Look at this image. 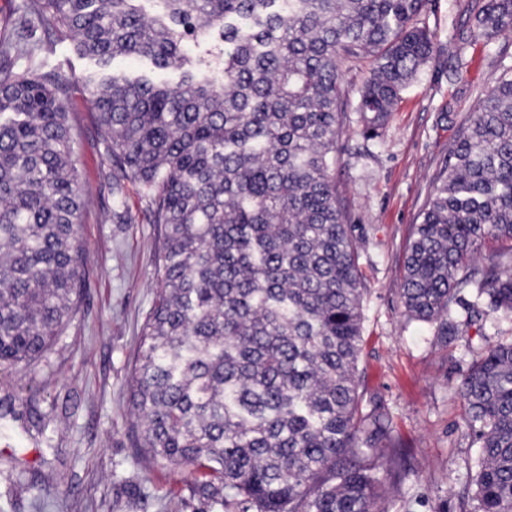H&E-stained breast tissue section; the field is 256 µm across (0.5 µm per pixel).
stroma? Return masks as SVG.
<instances>
[{"instance_id":"1","label":"stroma","mask_w":512,"mask_h":512,"mask_svg":"<svg viewBox=\"0 0 512 512\" xmlns=\"http://www.w3.org/2000/svg\"><path fill=\"white\" fill-rule=\"evenodd\" d=\"M482 0H429L421 23L433 35L432 58L391 112L380 136L364 139L351 116L336 161L347 221L365 240L359 368L367 408L378 409L400 455V483L389 512H459L478 443L456 386L480 352L512 339V318L490 314L482 327L440 342L431 325L409 318L400 288L413 224L444 168L459 125L512 67V33L460 43ZM35 65L71 80L74 156L92 200L80 236L87 287L52 349L19 367L0 366V399L17 421L0 425V512H196L190 469L152 467L131 434L130 374L140 332L155 298L161 228L135 185L124 200L133 224H116L112 165L82 76L93 68L72 41L44 36ZM463 71L456 80L455 71Z\"/></svg>"}]
</instances>
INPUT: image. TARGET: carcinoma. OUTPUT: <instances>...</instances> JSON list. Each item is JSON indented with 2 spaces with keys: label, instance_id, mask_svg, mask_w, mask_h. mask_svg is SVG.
Wrapping results in <instances>:
<instances>
[{
  "label": "carcinoma",
  "instance_id": "obj_1",
  "mask_svg": "<svg viewBox=\"0 0 512 512\" xmlns=\"http://www.w3.org/2000/svg\"><path fill=\"white\" fill-rule=\"evenodd\" d=\"M429 0H23L0 34V365L54 344L85 287L71 83L13 69L70 38L112 162L163 225L130 381L135 446L235 512H387L396 451L363 413L360 246L336 189L349 112L380 135L430 59ZM512 32V0L469 28ZM367 65L357 90L345 73ZM490 241L508 253L479 262ZM470 289L465 296L464 289ZM401 299L446 338L512 317V76L479 97L407 243ZM479 443L460 512H512V340L456 388Z\"/></svg>",
  "mask_w": 512,
  "mask_h": 512
}]
</instances>
